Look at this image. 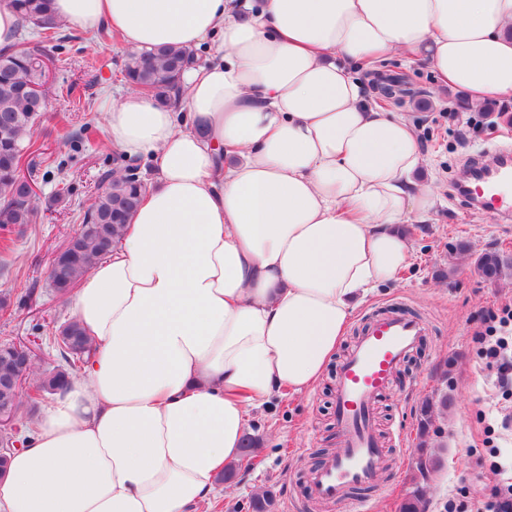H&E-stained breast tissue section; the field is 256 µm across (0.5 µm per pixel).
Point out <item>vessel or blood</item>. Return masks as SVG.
<instances>
[{
  "mask_svg": "<svg viewBox=\"0 0 512 512\" xmlns=\"http://www.w3.org/2000/svg\"><path fill=\"white\" fill-rule=\"evenodd\" d=\"M477 176L464 178L458 194L484 214L512 218V152L474 155ZM426 334L421 318L394 312L376 315L345 354L336 381V421L344 436L338 456L315 469L311 492L332 503L349 486L373 482L389 461L375 427L374 405L392 386L394 373Z\"/></svg>",
  "mask_w": 512,
  "mask_h": 512,
  "instance_id": "b4317fda",
  "label": "vessel or blood"
}]
</instances>
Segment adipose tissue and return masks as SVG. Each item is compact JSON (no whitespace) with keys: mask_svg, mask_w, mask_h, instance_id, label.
Wrapping results in <instances>:
<instances>
[{"mask_svg":"<svg viewBox=\"0 0 512 512\" xmlns=\"http://www.w3.org/2000/svg\"><path fill=\"white\" fill-rule=\"evenodd\" d=\"M127 48L206 46L183 112L139 92L104 108L150 157L111 253L71 292L95 343L21 429L0 512H197L242 457L250 410L312 388L359 297L413 259L436 197L410 120L363 71L408 53L473 106L512 103V0H52Z\"/></svg>","mask_w":512,"mask_h":512,"instance_id":"obj_1","label":"adipose tissue"}]
</instances>
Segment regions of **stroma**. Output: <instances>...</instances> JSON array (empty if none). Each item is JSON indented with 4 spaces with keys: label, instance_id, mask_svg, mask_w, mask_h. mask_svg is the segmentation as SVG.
Returning a JSON list of instances; mask_svg holds the SVG:
<instances>
[{
    "label": "stroma",
    "instance_id": "1",
    "mask_svg": "<svg viewBox=\"0 0 512 512\" xmlns=\"http://www.w3.org/2000/svg\"><path fill=\"white\" fill-rule=\"evenodd\" d=\"M62 47L52 56L50 108L35 128V146L25 171L37 185L34 223L0 227V241L13 248L0 268V298L11 313L0 317V340L34 336L38 324L68 320L69 300L49 286L52 251L81 228L103 173L125 168L126 160L105 145L102 106L130 89L122 68L127 50L120 37L106 38L72 27L59 29ZM376 77L405 81L407 94L386 101L418 129L424 164L420 183L437 192L433 210L409 224L415 260L399 277L369 291L356 305L344 340L352 345L377 311L420 315L428 334L397 370L392 391L375 407L379 435L390 462L371 489L351 491L338 508L318 504L309 474L323 462V450L340 449L335 385L341 363L333 358L321 380L301 394L281 391L252 409L249 432L261 442L252 466H243L225 484L223 512L260 490H272L276 512H351L365 503L369 512H402L418 479L422 454L435 469L424 484L425 512H476L484 488L495 485L498 467L512 450L497 449L488 425L501 391L478 355L474 340L491 313L512 303V269L489 281L475 262L486 251L512 258V223L466 209L450 193L466 156L500 142L512 143V123L481 110H461L422 57H394L378 63ZM447 408H438L440 397ZM432 401V434L427 450L418 444L421 409Z\"/></svg>",
    "mask_w": 512,
    "mask_h": 512
}]
</instances>
